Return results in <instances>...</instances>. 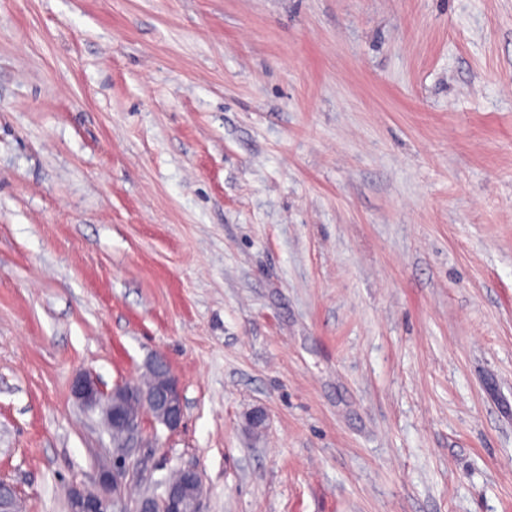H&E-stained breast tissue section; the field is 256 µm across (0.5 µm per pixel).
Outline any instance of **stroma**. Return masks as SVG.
I'll use <instances>...</instances> for the list:
<instances>
[{
  "mask_svg": "<svg viewBox=\"0 0 512 512\" xmlns=\"http://www.w3.org/2000/svg\"><path fill=\"white\" fill-rule=\"evenodd\" d=\"M512 512V0H0V481ZM266 413L261 429L247 415ZM147 368L155 377V381L147 386L125 382L107 391L90 374L79 376L72 384V392L81 403L101 411L111 433L120 436L124 442L122 448H133L131 443L141 437L144 414L170 431L179 429L184 418L182 390L166 356L155 354ZM129 402L139 405V414L133 404L127 407L129 413L137 416L124 411Z\"/></svg>",
  "mask_w": 512,
  "mask_h": 512,
  "instance_id": "1",
  "label": "stroma"
}]
</instances>
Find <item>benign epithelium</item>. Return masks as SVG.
Wrapping results in <instances>:
<instances>
[{
	"instance_id": "obj_1",
	"label": "benign epithelium",
	"mask_w": 512,
	"mask_h": 512,
	"mask_svg": "<svg viewBox=\"0 0 512 512\" xmlns=\"http://www.w3.org/2000/svg\"><path fill=\"white\" fill-rule=\"evenodd\" d=\"M147 368L155 377L147 386L125 382L107 391L90 374L79 376L72 384L74 396L84 405L101 411L110 431L121 437L124 448L141 437L143 415H149L170 431L179 429L184 418L182 390L166 356L154 355ZM129 402L139 405L140 414L131 416L124 411ZM124 458L125 455L119 454L111 465L103 467L97 490L71 487L68 512H126L122 506L126 479ZM180 473V481L166 482L160 493L141 498L136 512H199L201 477L193 468H183Z\"/></svg>"
}]
</instances>
